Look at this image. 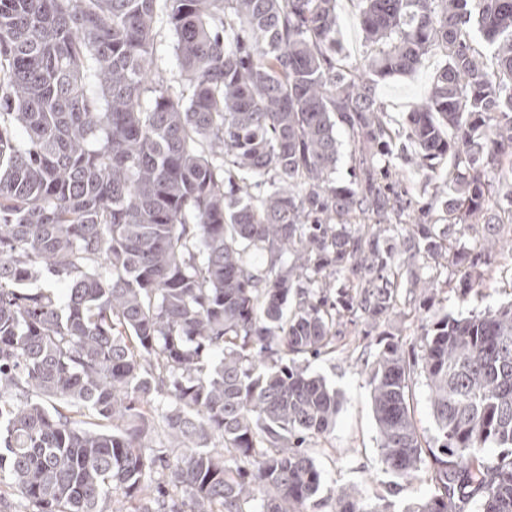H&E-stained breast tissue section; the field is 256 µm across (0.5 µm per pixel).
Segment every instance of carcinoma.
<instances>
[{"mask_svg": "<svg viewBox=\"0 0 512 512\" xmlns=\"http://www.w3.org/2000/svg\"><path fill=\"white\" fill-rule=\"evenodd\" d=\"M359 4L372 51L351 70L335 0H0V470L25 512H109L117 492L132 512L317 505L307 441L340 396L299 359L346 312L395 313L401 252L448 266L392 169L448 160L450 224L479 223L512 172V0ZM161 25L185 92L153 72ZM436 49L402 142L374 87ZM422 329L412 357L385 339L368 377L396 486L432 456L435 492L403 512H512V453L481 454L512 449V303ZM331 512L396 510L342 489ZM411 413L422 439L424 448H435V423L430 404L428 387L422 376L414 374L409 381Z\"/></svg>", "mask_w": 512, "mask_h": 512, "instance_id": "obj_1", "label": "carcinoma"}]
</instances>
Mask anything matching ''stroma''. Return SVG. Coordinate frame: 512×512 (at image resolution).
<instances>
[{
    "label": "stroma",
    "mask_w": 512,
    "mask_h": 512,
    "mask_svg": "<svg viewBox=\"0 0 512 512\" xmlns=\"http://www.w3.org/2000/svg\"><path fill=\"white\" fill-rule=\"evenodd\" d=\"M336 33L340 65L360 66L369 54L364 33L358 23L357 0H337ZM442 52L429 54L423 65L405 76L380 81L374 93L385 104L389 125L394 131L406 132V116L426 96L437 70L444 64ZM512 211V177L498 187L493 215L501 224L468 226L453 224L448 228V286L434 298L423 299L403 291L398 295V314L385 322L382 329L402 337L407 346L419 343L423 317L465 318L512 301V224L503 218ZM495 231L501 247L481 266V283L471 291L463 284L472 269L469 261L488 231ZM379 329V330H382ZM379 330L368 328L362 319L344 323L336 339L335 352L311 361V370L324 377L341 396V405L332 432L313 440L309 452L323 471L325 484L317 512H330L338 489L347 488L367 499H376L388 492L394 478L380 463L378 431L370 399L368 374L377 345ZM411 413L426 448L434 447L435 423L429 390L420 375L409 382Z\"/></svg>",
    "instance_id": "35a3bbf8"
}]
</instances>
